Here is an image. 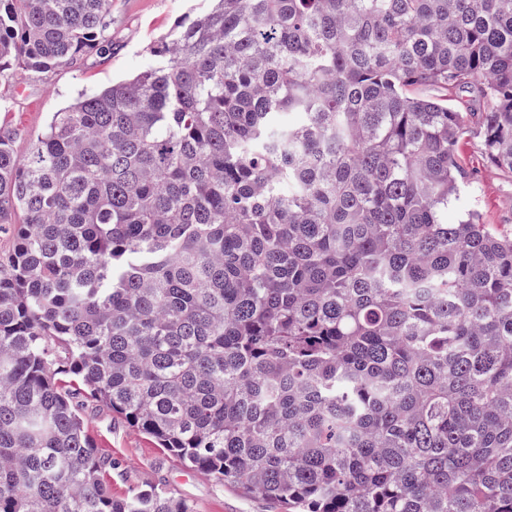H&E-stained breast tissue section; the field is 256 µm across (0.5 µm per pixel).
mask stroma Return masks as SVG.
Listing matches in <instances>:
<instances>
[{
    "mask_svg": "<svg viewBox=\"0 0 512 512\" xmlns=\"http://www.w3.org/2000/svg\"><path fill=\"white\" fill-rule=\"evenodd\" d=\"M209 6L210 0H112L110 52L89 53L74 67L0 79V96L8 103L0 120L24 131L13 146L17 159L25 160L29 154V134L43 130L53 112L71 103L78 91H92L112 80L137 75L152 63L149 49L155 41L168 34L178 20ZM457 157L465 183L448 210L449 220L474 209L484 223L512 235V173L487 162L481 139L475 135L459 141ZM78 404L98 453L112 460L107 482L113 496L125 497L154 487L186 500L193 512H287L280 502L243 495L223 481L184 468L159 448L154 438L129 426L108 408L83 397Z\"/></svg>",
    "mask_w": 512,
    "mask_h": 512,
    "instance_id": "obj_1",
    "label": "stroma"
}]
</instances>
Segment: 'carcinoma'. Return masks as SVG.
Listing matches in <instances>:
<instances>
[{"mask_svg": "<svg viewBox=\"0 0 512 512\" xmlns=\"http://www.w3.org/2000/svg\"><path fill=\"white\" fill-rule=\"evenodd\" d=\"M111 15L0 0V75ZM150 54L22 163L0 124V512H192L112 496L83 393L290 512H512V237L448 223L461 135L512 172V0H211Z\"/></svg>", "mask_w": 512, "mask_h": 512, "instance_id": "1", "label": "carcinoma"}]
</instances>
